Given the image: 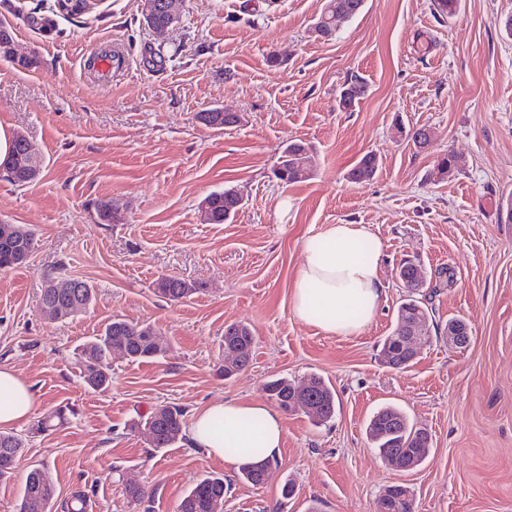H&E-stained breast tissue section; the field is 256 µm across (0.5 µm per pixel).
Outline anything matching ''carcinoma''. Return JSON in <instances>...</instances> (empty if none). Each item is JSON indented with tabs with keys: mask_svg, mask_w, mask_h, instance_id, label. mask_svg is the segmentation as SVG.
Listing matches in <instances>:
<instances>
[{
	"mask_svg": "<svg viewBox=\"0 0 512 512\" xmlns=\"http://www.w3.org/2000/svg\"><path fill=\"white\" fill-rule=\"evenodd\" d=\"M365 0H324L322 9L310 33L318 40L330 41L336 36V30L331 25V17L338 11H345L348 18L353 19L364 9ZM368 86L359 76L347 80L339 93L338 108L348 112L353 110L360 100L364 99ZM200 120L206 125L222 130L240 123L236 113L222 112L214 109L200 115ZM395 135L410 139L419 149H428L424 128L407 130L401 124L395 126ZM310 153L307 145L301 140H290L281 152L279 161L274 169L276 179L285 183H294L310 176ZM19 170L20 181L17 185L24 186L39 177L44 167V157L40 148L26 135L18 133L13 137L12 147L3 161V168ZM378 170V156L368 152L351 168L348 178L354 183H364L372 180ZM456 172L454 154L445 152L437 157L434 168L435 176L448 179ZM210 203L212 224H223L233 217L240 209L241 199L230 194V190L215 191L207 196ZM36 247L34 231L26 225H17V232L0 242V272H7L23 264V259L30 256ZM76 288L67 295H58L50 288H44L39 298L40 310L53 308L49 316L59 319L58 312L72 311L80 313L86 310L95 298L94 289L81 279L74 280ZM201 290L199 286L187 284L185 281L164 277L155 284V291L162 297L179 302L187 299ZM417 312L424 321L432 322L429 312V302L418 292L410 293L398 307V313ZM401 335L397 329L385 338L383 350L393 354L396 369L403 370L413 366L399 347L396 338ZM224 341H234L247 350V355L241 361L240 368L248 367L252 360L255 346L253 332L246 325L236 328L228 325L224 329ZM125 345L129 357L143 360L160 356L166 352L159 334L154 329L129 322L123 318H114L108 323L103 332L92 336L79 346L77 365L83 383L98 392L106 391L112 382L110 358L112 350L119 345ZM315 389L310 393V399L316 406V414L312 419L317 424L331 420L336 410V396L333 388L324 378L313 374ZM296 386L295 380L279 377L266 383L265 388L270 397L285 411L289 410L288 397ZM184 409L171 404L156 406L139 416L136 426H150L153 430L151 447L155 449L168 448L185 439ZM368 435L380 457L396 468H404L411 458H426L427 445L418 438L417 429L410 424L408 417L399 408L387 405L373 414L368 424ZM25 452L24 440L8 432H0V483L10 480L14 475L16 461ZM271 464L264 461L242 467L239 477L242 481L253 486L263 483L262 470ZM226 483L224 476L212 474L203 478L181 499L178 512H214L219 502H224ZM394 512H414L413 496L404 485L394 486ZM80 502H87V497L81 492H75L67 500L59 503L56 497V485L47 471L41 465H33L29 469L18 504L17 512H82L77 507Z\"/></svg>",
	"mask_w": 512,
	"mask_h": 512,
	"instance_id": "1",
	"label": "carcinoma"
}]
</instances>
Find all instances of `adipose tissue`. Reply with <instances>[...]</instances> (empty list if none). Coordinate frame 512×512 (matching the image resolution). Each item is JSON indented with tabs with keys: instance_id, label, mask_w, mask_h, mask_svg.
<instances>
[{
	"instance_id": "obj_1",
	"label": "adipose tissue",
	"mask_w": 512,
	"mask_h": 512,
	"mask_svg": "<svg viewBox=\"0 0 512 512\" xmlns=\"http://www.w3.org/2000/svg\"><path fill=\"white\" fill-rule=\"evenodd\" d=\"M292 293L294 316L322 332L352 336L372 322L385 294L382 241L365 224H331L307 234ZM34 394L13 369H0V428L25 420ZM191 444L236 469L276 457L285 439L280 413L262 403L224 400L196 413Z\"/></svg>"
}]
</instances>
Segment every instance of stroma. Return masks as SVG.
I'll return each instance as SVG.
<instances>
[{
	"label": "stroma",
	"mask_w": 512,
	"mask_h": 512,
	"mask_svg": "<svg viewBox=\"0 0 512 512\" xmlns=\"http://www.w3.org/2000/svg\"><path fill=\"white\" fill-rule=\"evenodd\" d=\"M323 0H181L179 27L149 28L143 0H104L62 13L56 0H0V24L24 70L0 58V124L34 141L39 180L17 186L0 171V224L33 228L28 262L0 273V366L30 385L35 406L14 428L26 441L14 478L0 484V512H16L31 465L48 467L60 498L81 491L92 512H176L202 478L224 474L223 512H379L384 490L411 488L415 512H512V37L501 22L512 0H459L440 17L433 0H366L333 40L309 33ZM125 61L99 74L98 54ZM277 64H269V55ZM369 85L353 111L336 108L351 76ZM238 113L215 130L201 112ZM425 127L431 149L394 134L396 121ZM311 149L312 175H273L289 140ZM369 182L348 180L367 152ZM458 170L431 178L437 153ZM232 188L243 206L209 224L202 200ZM118 203L99 223L95 205ZM331 224H365L383 241L386 295L369 327L333 336L291 309L300 241ZM413 260L440 332L413 366L380 359L407 293L399 264ZM452 267V284L438 271ZM87 280L92 307L61 322L44 317L47 278ZM175 277L203 289L175 304L155 291ZM152 325L167 351L111 359L107 392L88 390L74 350L114 317ZM471 341L448 345L449 318ZM249 325V366L224 375V329ZM315 373L336 391V415L314 424L283 413L285 441L264 484L181 441L153 450L135 423L161 404L195 415L215 400L268 401L267 381ZM427 428L433 448L417 468L383 461L366 433L381 406ZM61 406L64 425L34 426ZM292 482L294 493L283 498ZM145 487L142 504L126 488Z\"/></svg>",
	"instance_id": "stroma-1"
}]
</instances>
